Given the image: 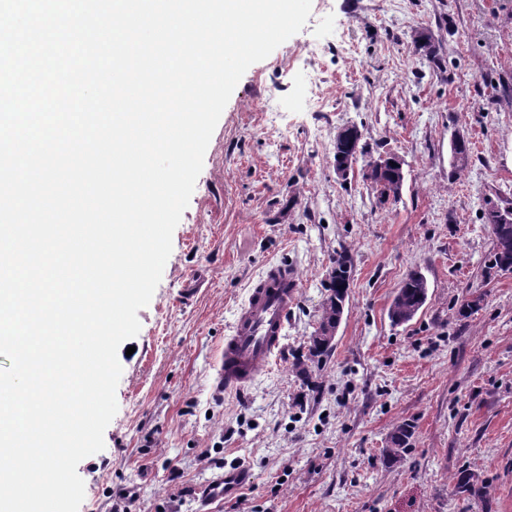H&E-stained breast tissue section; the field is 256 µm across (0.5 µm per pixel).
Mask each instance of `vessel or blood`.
<instances>
[{"mask_svg": "<svg viewBox=\"0 0 512 512\" xmlns=\"http://www.w3.org/2000/svg\"><path fill=\"white\" fill-rule=\"evenodd\" d=\"M298 288L296 269L284 261L266 264L250 283L218 358L216 378L225 390H243L270 363L284 337ZM250 481V471L232 468L215 479L204 496L209 500L229 498Z\"/></svg>", "mask_w": 512, "mask_h": 512, "instance_id": "vessel-or-blood-1", "label": "vessel or blood"}]
</instances>
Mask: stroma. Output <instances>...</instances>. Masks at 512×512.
I'll use <instances>...</instances> for the list:
<instances>
[{
  "instance_id": "35a3bbf8",
  "label": "stroma",
  "mask_w": 512,
  "mask_h": 512,
  "mask_svg": "<svg viewBox=\"0 0 512 512\" xmlns=\"http://www.w3.org/2000/svg\"><path fill=\"white\" fill-rule=\"evenodd\" d=\"M325 14L246 70L210 139L172 252L120 356L104 449L77 471L79 512H512V272L486 265L487 203L512 207V0H328ZM428 34L436 59L416 52ZM404 162L398 202L379 204L337 132ZM463 137L465 167L452 143ZM353 269L331 352L308 346L337 253ZM297 267L282 348L250 387L214 365L266 263ZM423 308L392 326L404 276ZM482 298L460 317V302ZM413 428L402 460L385 450ZM243 464L240 497L206 504ZM486 481L477 500L458 471ZM251 482L250 471L244 468L225 470L224 474L215 479L204 493L207 500H220L232 497Z\"/></svg>"
}]
</instances>
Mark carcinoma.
I'll return each instance as SVG.
<instances>
[{
    "label": "carcinoma",
    "mask_w": 512,
    "mask_h": 512,
    "mask_svg": "<svg viewBox=\"0 0 512 512\" xmlns=\"http://www.w3.org/2000/svg\"><path fill=\"white\" fill-rule=\"evenodd\" d=\"M344 155H359L367 158L363 177L369 181L378 192L381 203L390 200L397 201L400 198L404 174L401 166H385L375 168L372 160L368 159L370 152L366 145L361 143V132L355 127L348 128V135L341 149ZM485 224L490 228L495 245L489 260L487 269L497 271H512V211L489 206L484 212ZM352 280V264L350 259L340 254L333 262L329 273V294L322 304L318 325L310 336L309 354L319 358L332 349L325 344L328 333L336 328L344 312L348 290ZM428 294L426 278L418 271L409 273L402 281L389 308V319L395 326L403 325L411 321L417 312L423 307ZM412 432L410 426L401 424L397 426L391 435V445L385 449L389 461L396 462L405 453ZM457 486L469 492L474 498L484 495L485 486L479 481V477L472 473L463 472L457 478Z\"/></svg>",
    "instance_id": "cac0c4a2"
}]
</instances>
